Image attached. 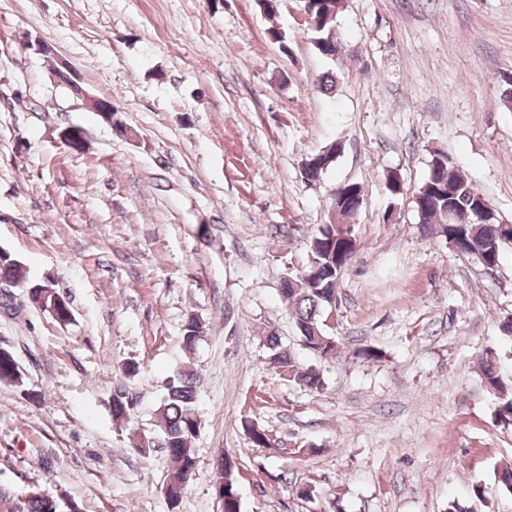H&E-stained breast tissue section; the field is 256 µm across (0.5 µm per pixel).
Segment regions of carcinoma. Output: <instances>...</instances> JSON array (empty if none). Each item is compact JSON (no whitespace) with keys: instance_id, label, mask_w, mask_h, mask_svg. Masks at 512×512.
I'll list each match as a JSON object with an SVG mask.
<instances>
[{"instance_id":"obj_1","label":"carcinoma","mask_w":512,"mask_h":512,"mask_svg":"<svg viewBox=\"0 0 512 512\" xmlns=\"http://www.w3.org/2000/svg\"><path fill=\"white\" fill-rule=\"evenodd\" d=\"M341 11L339 0H310L308 31L317 52L336 60L339 48L331 24ZM341 145L334 143L329 151L319 157L307 155L301 160V175L305 181H318L332 166L340 153ZM361 187L355 183L346 188L335 200L337 224H320L309 237L307 265L300 272L285 278L282 293L293 316L300 345L312 356L328 360L336 356L339 340L329 331L327 319L333 311V301L340 279L348 269L356 242L344 237L350 232L345 226L351 216L360 210ZM419 223L425 231L433 233L437 224H448V244L456 253L469 257L477 264L497 265L503 254L512 251V224L499 219H489L485 213L494 211L482 193L457 169L447 153H431L429 171L415 195ZM0 280L25 283L27 268L9 254L0 259ZM29 300L37 308L50 314L57 322L67 323L72 308L67 299L55 288H45L41 283L29 287ZM203 334V324L195 314H190L183 325V346L189 353L195 350ZM265 344L273 351L270 361L279 371L304 387L320 391L324 388L323 374L314 365L299 366L290 352L281 349L275 332L264 337ZM481 380L486 391L497 398L496 415L500 422L512 424V384H506L497 372L491 353L479 358ZM195 370L188 366L175 369L165 387L158 409L160 428L165 448L173 463L168 484H179L193 473L196 463V439L200 420L196 408ZM0 382L16 387L27 386L26 375L12 352L0 353ZM138 405L128 386H112L110 409L113 421L122 426L129 422ZM234 473L225 474L223 512H241L237 498ZM28 512H57L53 498L40 493L30 496Z\"/></svg>"}]
</instances>
